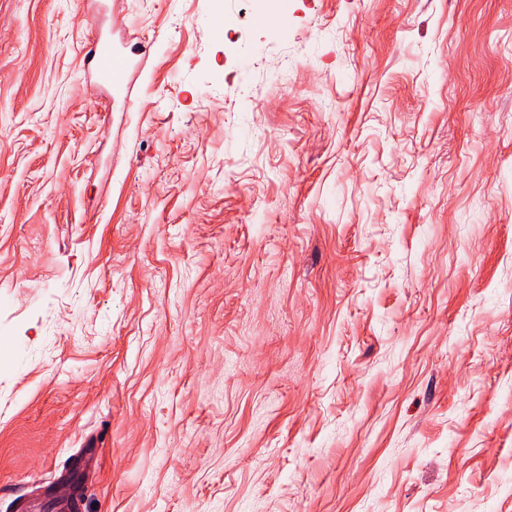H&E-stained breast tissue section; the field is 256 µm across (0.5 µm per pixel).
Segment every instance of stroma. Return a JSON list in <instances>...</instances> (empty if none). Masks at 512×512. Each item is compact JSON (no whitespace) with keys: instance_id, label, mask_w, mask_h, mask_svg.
Wrapping results in <instances>:
<instances>
[{"instance_id":"35a3bbf8","label":"stroma","mask_w":512,"mask_h":512,"mask_svg":"<svg viewBox=\"0 0 512 512\" xmlns=\"http://www.w3.org/2000/svg\"><path fill=\"white\" fill-rule=\"evenodd\" d=\"M63 486L512 512V0H0V512ZM85 56L86 71L98 84L112 86L123 78L126 64L112 51V45L102 32L98 31L89 41Z\"/></svg>"}]
</instances>
